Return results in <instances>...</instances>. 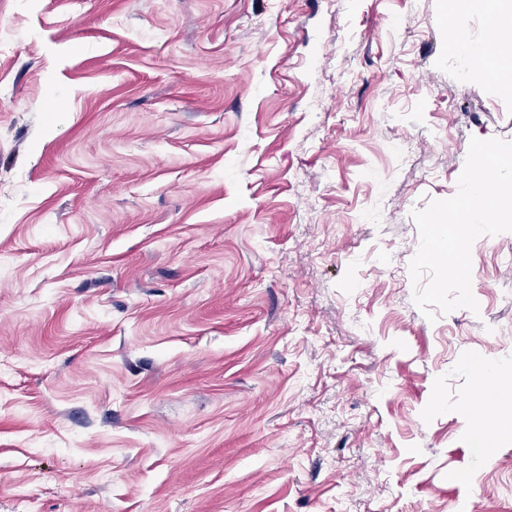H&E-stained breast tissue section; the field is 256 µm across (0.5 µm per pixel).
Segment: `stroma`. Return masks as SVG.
<instances>
[{"mask_svg":"<svg viewBox=\"0 0 512 512\" xmlns=\"http://www.w3.org/2000/svg\"><path fill=\"white\" fill-rule=\"evenodd\" d=\"M454 7L0 0V512H512V232L409 271L512 141ZM470 372L476 381V389L482 397L491 403L493 395L497 389L495 379L490 368L485 365L484 359H472L467 363Z\"/></svg>","mask_w":512,"mask_h":512,"instance_id":"1","label":"stroma"}]
</instances>
